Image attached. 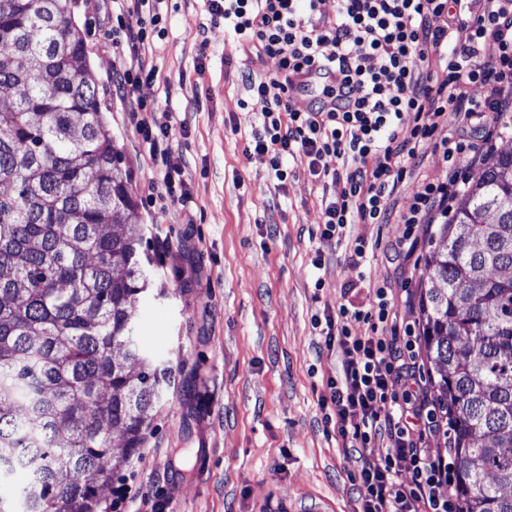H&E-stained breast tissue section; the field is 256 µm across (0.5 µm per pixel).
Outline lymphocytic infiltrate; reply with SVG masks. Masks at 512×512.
<instances>
[{
	"label": "lymphocytic infiltrate",
	"instance_id": "1",
	"mask_svg": "<svg viewBox=\"0 0 512 512\" xmlns=\"http://www.w3.org/2000/svg\"><path fill=\"white\" fill-rule=\"evenodd\" d=\"M336 2L329 19L322 0H205L238 51L277 61L274 73L248 79L261 114L251 146L267 155L278 181L288 178L287 161L304 157L310 176L342 184L340 195L323 202L321 230L322 237L341 239L355 221L388 223L406 163L448 121L455 130L440 143L448 179L422 184L400 221L414 225L446 213L461 185L457 160L481 151L474 129L512 112V0ZM160 4L110 0L130 51L112 71L125 95L156 74L139 50L159 30ZM462 30L461 42L455 35ZM314 67L338 71L341 82L324 87L311 109L295 108L294 82ZM167 138L165 127L144 129L145 146L158 161L157 185L184 204L192 192ZM355 323L368 325L369 333L354 334ZM382 324L390 336L377 335ZM322 333L341 370L327 380L321 406L342 446L359 455L361 512H455V494L437 492L450 481V463L419 449L437 425L424 389L415 385L413 329L392 317L387 289L376 288L367 305L340 306Z\"/></svg>",
	"mask_w": 512,
	"mask_h": 512
}]
</instances>
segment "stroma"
<instances>
[{"label": "stroma", "mask_w": 512, "mask_h": 512, "mask_svg": "<svg viewBox=\"0 0 512 512\" xmlns=\"http://www.w3.org/2000/svg\"><path fill=\"white\" fill-rule=\"evenodd\" d=\"M164 36L144 48L158 68L137 95L156 105L169 145L189 179L193 201L149 198L156 160L130 101L112 83V15L102 0H75L86 62L97 79L137 220L165 294L147 296L135 315L143 350L167 370L168 384L151 411L147 438L117 462L112 485L138 488L126 502L138 512L155 495L165 512H359L358 455L341 447L320 397L340 360L313 315H335L360 301L351 285L386 283L398 319L419 327V293L431 274L429 237L440 219L417 225L421 240L405 255L402 224L349 225L344 241L324 238L322 197L335 186L315 182L304 163H290L286 182L265 155L249 150L259 114L249 105L247 74L275 72L267 58L250 63L232 49L223 22H211L203 0H167ZM440 124L424 140L396 194L405 210L427 181H442L448 163ZM364 239L369 262L351 265L348 243ZM323 288H316V279Z\"/></svg>", "instance_id": "stroma-1"}]
</instances>
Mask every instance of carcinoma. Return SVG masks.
<instances>
[{"label": "carcinoma", "mask_w": 512, "mask_h": 512, "mask_svg": "<svg viewBox=\"0 0 512 512\" xmlns=\"http://www.w3.org/2000/svg\"><path fill=\"white\" fill-rule=\"evenodd\" d=\"M70 0H0V478L22 512H93L113 435L141 447L165 370L133 336L156 287L128 173L76 67ZM121 231L114 232L112 227ZM421 285L458 512H512V151L448 208Z\"/></svg>", "instance_id": "1"}]
</instances>
